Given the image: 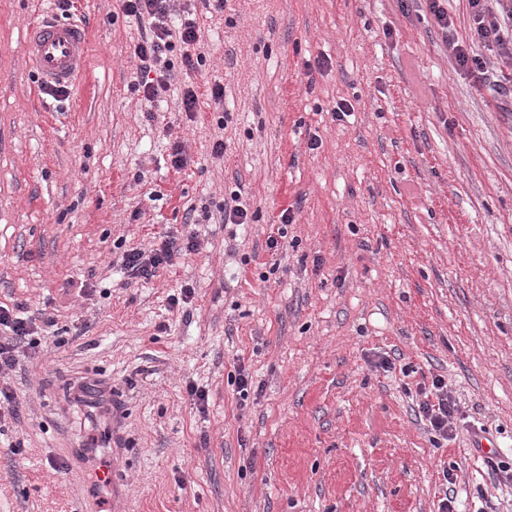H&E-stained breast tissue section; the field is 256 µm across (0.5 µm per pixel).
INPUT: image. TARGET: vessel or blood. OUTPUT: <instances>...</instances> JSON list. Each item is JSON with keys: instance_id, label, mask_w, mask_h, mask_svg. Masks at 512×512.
<instances>
[{"instance_id": "1", "label": "vessel or blood", "mask_w": 512, "mask_h": 512, "mask_svg": "<svg viewBox=\"0 0 512 512\" xmlns=\"http://www.w3.org/2000/svg\"><path fill=\"white\" fill-rule=\"evenodd\" d=\"M90 29L83 20L61 21L39 15L27 28V65L45 84L79 82L86 61Z\"/></svg>"}]
</instances>
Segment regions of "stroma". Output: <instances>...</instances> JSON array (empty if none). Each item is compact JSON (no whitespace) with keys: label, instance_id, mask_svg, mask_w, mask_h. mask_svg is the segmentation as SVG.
Returning <instances> with one entry per match:
<instances>
[{"label":"stroma","instance_id":"obj_1","mask_svg":"<svg viewBox=\"0 0 512 512\" xmlns=\"http://www.w3.org/2000/svg\"><path fill=\"white\" fill-rule=\"evenodd\" d=\"M56 4L0 0V304L56 320L9 374L0 512H112L94 477L116 448L136 512H512L492 471L512 465V91L457 66L428 0H178L207 41L191 116L181 81L134 92L140 28L117 0H76L93 39L59 101L25 59ZM442 5L512 75L467 0ZM235 191L248 223L198 222ZM189 223L198 252L131 278L125 252ZM83 377L110 413L73 405ZM438 377L460 407L445 439L417 415Z\"/></svg>","mask_w":512,"mask_h":512}]
</instances>
